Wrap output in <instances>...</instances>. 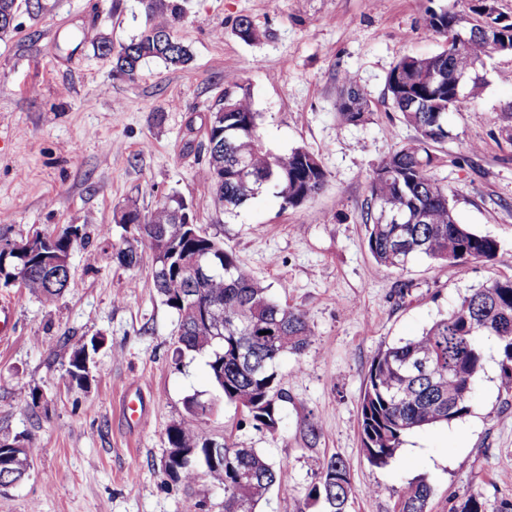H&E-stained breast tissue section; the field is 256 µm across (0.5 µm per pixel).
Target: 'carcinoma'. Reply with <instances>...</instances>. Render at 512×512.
Returning a JSON list of instances; mask_svg holds the SVG:
<instances>
[{
	"mask_svg": "<svg viewBox=\"0 0 512 512\" xmlns=\"http://www.w3.org/2000/svg\"><path fill=\"white\" fill-rule=\"evenodd\" d=\"M15 0H0V34L14 28ZM147 15L153 22L138 38L115 52V68L132 80L141 64L159 59L172 67L191 60L187 48L174 34V25L185 11L184 0H149ZM474 27L462 33L452 25L453 9L429 7L423 18L427 30L445 39L447 48L430 57L402 56L387 76L392 109L416 131L413 140L400 145L374 171L370 202L363 217L367 247L377 264L404 269L420 256L448 264L490 262L499 250L498 241L472 231L458 222L448 186L430 170L438 160L436 148L448 142L447 116L464 100L476 99L482 81L477 67L490 58L488 46L475 34L486 19L478 6ZM245 42L257 38L252 21L242 16L234 27ZM356 79L343 77V93L336 103L342 120L360 124L369 114L364 94L351 90ZM224 133L214 134L206 180L213 186L224 211L243 206L263 188L277 190L281 207H296L318 194L326 171L316 154L297 147L286 154L267 149L259 132L261 113L253 108L250 90L238 84L224 92ZM251 172V183L242 186L235 178V150ZM224 170V185L216 186L214 174ZM186 210L183 197L173 194L146 215L135 207L125 210L124 224L132 225V237L123 238L116 250L120 263L138 264V246L152 251V281L164 303L178 313L179 334L175 356L186 353L207 356L208 375L224 401L240 408L256 426L271 429L278 423V402L285 398L275 365L284 355H300L311 344L312 328L304 313L275 302L253 275L242 267L224 245L197 224H178L175 215ZM166 233L164 249L154 244L155 235ZM39 246L15 251L13 240L0 239V285L19 282L29 294L49 300L61 297L71 287L70 272L47 261L49 248L67 250L83 240L82 227L68 224L55 235L37 233ZM188 252L201 257L191 274L169 261V254ZM193 293L200 306L220 305L211 322L220 326L214 336L204 324L181 316V295ZM491 341L499 356L502 380L512 390V278L498 279L470 290L448 314L432 323L421 335L399 340L380 351L372 361L361 396V445L370 464L384 466L418 429L450 424L469 415L473 392L468 380L484 367V342ZM103 339L93 337L67 350L66 374L70 384L88 386L89 365ZM417 360H428L432 372L409 373ZM214 404L190 397L185 415L167 431L171 448H186L190 454L165 464L174 482L190 484L200 474L224 490V512H257L259 503L275 484L274 466L255 448L224 444V459L211 453V443L202 439L201 424ZM22 456L10 462L4 456L14 446ZM36 449L15 436L0 439V490L25 480ZM433 489L425 479L408 483L398 498V512H429ZM353 497L349 463L341 456L327 459L306 493L319 512H349ZM455 512H487L480 494L462 495Z\"/></svg>",
	"mask_w": 512,
	"mask_h": 512,
	"instance_id": "carcinoma-1",
	"label": "carcinoma"
}]
</instances>
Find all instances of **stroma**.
<instances>
[{"label":"stroma","instance_id":"1","mask_svg":"<svg viewBox=\"0 0 512 512\" xmlns=\"http://www.w3.org/2000/svg\"><path fill=\"white\" fill-rule=\"evenodd\" d=\"M43 2L40 17L19 10L15 31L0 38V236L79 224L84 239L63 298L0 288L14 307L11 338L0 344V437L29 436L37 450L29 476L0 493V512H180L189 498L224 512V492L207 477L184 485L164 471L167 431L191 396L215 403L204 438L257 449L279 469L260 512H316L306 490L334 454L350 466V512H397L402 487L421 477L433 487L430 512H453L467 491L488 512L511 503L512 391L493 347L470 414L412 433L386 466L361 450L360 397L380 350L420 335L471 289L512 277V55L478 67L483 93L449 111L451 137L433 170L459 223L498 240L495 259L416 257L386 269L368 251L361 215L374 169L415 135L392 109L387 75L403 55L444 48L423 25L428 0H187L175 34L191 62L151 60L132 80L96 45L117 49L137 36L148 22L141 0ZM242 16L256 41L234 34ZM347 73L370 104L360 125L337 113ZM236 83L251 88L267 147L321 159L319 194L284 209L266 189L234 213L218 208L204 179L207 123ZM173 194L313 329L302 355L277 364L286 394L277 430L221 400L204 356L175 359L178 316L152 284L150 250L134 267L115 256L124 233L116 214L131 204L150 212ZM94 336L104 344L91 383L69 386L62 346ZM32 390L42 395L34 409L21 398ZM128 402L141 416L126 415Z\"/></svg>","mask_w":512,"mask_h":512}]
</instances>
